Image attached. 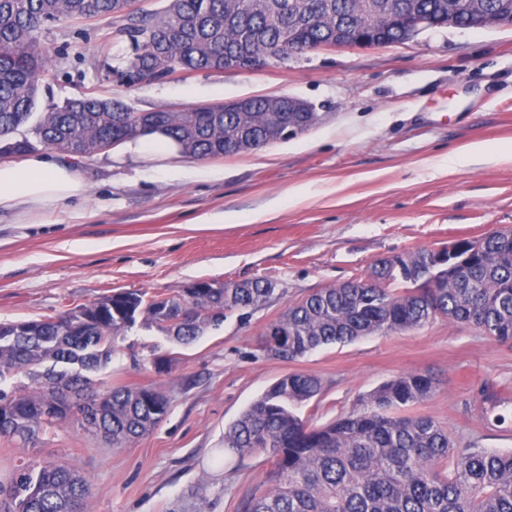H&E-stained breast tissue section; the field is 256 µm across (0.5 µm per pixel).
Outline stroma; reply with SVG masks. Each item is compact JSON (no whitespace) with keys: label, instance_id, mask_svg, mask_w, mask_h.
<instances>
[{"label":"stroma","instance_id":"stroma-1","mask_svg":"<svg viewBox=\"0 0 512 512\" xmlns=\"http://www.w3.org/2000/svg\"><path fill=\"white\" fill-rule=\"evenodd\" d=\"M124 16L62 20L42 34L48 57L82 52L41 88L40 105L92 93L135 111L184 109L243 97L288 95L318 123L285 142L234 156L163 159L119 148L76 159L87 197L47 207L25 223L0 212V321L52 316L117 291L184 296L199 280L266 278L271 301L227 315L194 343L138 326L89 375L99 389L160 385L162 422L113 448L64 422L36 447L0 437V476L35 460L69 465L91 484L89 512H238L271 464L212 463L225 428L289 372L318 376L323 392L299 411L326 425L407 372L436 382L428 415L460 448L512 449V343L437 319L422 329L321 347L286 362L261 334L317 289L364 278L378 260L512 228V27L436 28L377 48H318L238 72L178 71L128 86L104 78L99 44ZM485 158L466 162L473 144ZM171 359L156 373L153 355ZM503 398L504 422L484 415L483 387Z\"/></svg>","mask_w":512,"mask_h":512}]
</instances>
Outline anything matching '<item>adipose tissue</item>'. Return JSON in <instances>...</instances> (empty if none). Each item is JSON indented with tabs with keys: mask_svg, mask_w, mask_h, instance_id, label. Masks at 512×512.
Returning a JSON list of instances; mask_svg holds the SVG:
<instances>
[{
	"mask_svg": "<svg viewBox=\"0 0 512 512\" xmlns=\"http://www.w3.org/2000/svg\"><path fill=\"white\" fill-rule=\"evenodd\" d=\"M87 185L79 171L46 155H28L0 162V211L29 220L47 204L85 197Z\"/></svg>",
	"mask_w": 512,
	"mask_h": 512,
	"instance_id": "1",
	"label": "adipose tissue"
}]
</instances>
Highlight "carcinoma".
<instances>
[{"mask_svg":"<svg viewBox=\"0 0 512 512\" xmlns=\"http://www.w3.org/2000/svg\"><path fill=\"white\" fill-rule=\"evenodd\" d=\"M298 21L278 22L258 0H170L155 15L129 17L119 29L131 53L101 49L105 75L120 71L139 83L176 70L224 69V53L246 51L259 62L288 40L317 49L336 23L374 26L366 0H293ZM436 17L447 0H399ZM127 0H0V153L21 155L41 145L70 157L92 156L146 130L161 129L184 157L207 159L259 150L281 141L278 121L310 129L315 112L252 111L224 104L181 111L136 112L118 99L91 95L37 111L49 78L38 34L63 19L112 17ZM450 265L420 248L380 260L362 279L321 288L287 310L263 332V350L294 361L329 344L421 329L444 318L512 343V239L496 230L474 241ZM396 283L399 288L392 289ZM193 297H146L115 292L88 305L36 320L0 323V381L26 373L41 378L33 391L0 390V437L35 445L40 434L69 420L95 418L114 448L149 434L168 412L153 385H120L102 395L83 375L105 365L116 338L141 322L161 327L179 344L218 328L226 314L264 306L277 284L267 279L204 280ZM45 368L39 372V368ZM426 374L403 373L361 400V407L324 425L297 410L320 395L321 380L290 372L256 398L224 430L227 464L254 453L274 460L265 489L240 512H512V450L458 448L429 416H394L390 409L428 400ZM89 487L73 468L32 461L0 478V512H87Z\"/></svg>","mask_w":512,"mask_h":512,"instance_id":"carcinoma-1","label":"carcinoma"}]
</instances>
